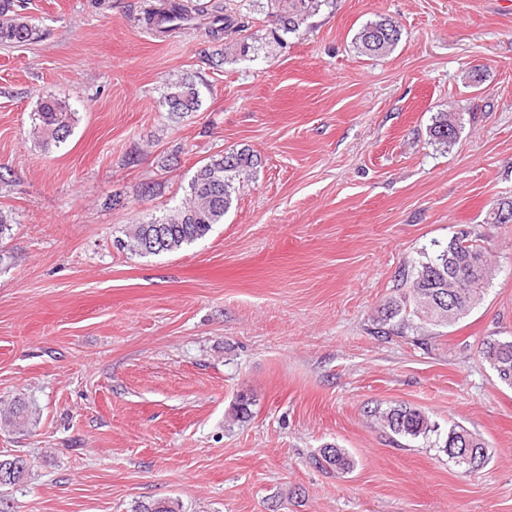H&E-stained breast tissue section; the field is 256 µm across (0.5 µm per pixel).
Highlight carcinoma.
<instances>
[{"mask_svg":"<svg viewBox=\"0 0 512 512\" xmlns=\"http://www.w3.org/2000/svg\"><path fill=\"white\" fill-rule=\"evenodd\" d=\"M329 4L330 0H266L267 14L275 23L271 30L273 42L280 44L282 35L300 33L308 20ZM22 10V0H0L1 44H23L41 38V29L22 15ZM197 11L209 19V36L215 41L229 40L235 56L247 58L259 54L257 46L245 39H236L243 25L230 0H207L198 5ZM188 18V10L179 0H166L160 7L147 11L146 20L167 33L182 28V22ZM401 36V27L396 20L379 15L361 26L354 36V45L359 54L378 58L391 53ZM202 86L204 82L188 74L166 81L162 104L168 114L176 116L198 111L202 105ZM75 115L68 99L48 89L38 92L34 109V144L44 152L60 147L72 134ZM460 130V113L438 112L428 128L429 141L449 149L456 143ZM254 166V155L247 149L211 157L192 176L184 200L171 206L161 217L136 225L121 246L139 255H158L204 238L214 225L224 223V215L233 203L236 184L250 174ZM158 236L162 237L161 247L148 249L147 243ZM490 279L486 247L471 239L469 232H460L419 265L412 281V308L405 304L388 308L382 318L380 333H402L409 327L411 317L450 326L480 302ZM398 316L401 320L391 323ZM481 353L501 382L512 387V339L489 336L482 342ZM378 419L398 436L415 439L434 431L428 417L408 406L382 411L378 413ZM464 438L477 449L478 464H485L488 459L485 443L458 425L448 431L445 451H450ZM315 463L339 470L354 466L353 459L344 449L333 446L320 449ZM26 469L27 462L18 457L0 459V477L4 478L5 485L19 482Z\"/></svg>","mask_w":512,"mask_h":512,"instance_id":"carcinoma-1","label":"carcinoma"}]
</instances>
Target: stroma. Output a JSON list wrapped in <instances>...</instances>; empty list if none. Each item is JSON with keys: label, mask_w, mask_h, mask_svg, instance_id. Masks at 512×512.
Wrapping results in <instances>:
<instances>
[{"label": "stroma", "mask_w": 512, "mask_h": 512, "mask_svg": "<svg viewBox=\"0 0 512 512\" xmlns=\"http://www.w3.org/2000/svg\"><path fill=\"white\" fill-rule=\"evenodd\" d=\"M159 0H27L43 31L0 46V457L28 463L0 512H512V388L483 360L512 336V12L499 0H334L305 32L241 0L256 60L227 58L203 25L158 37ZM378 15L402 36L356 52ZM206 84L170 121L163 82ZM69 98L65 145L34 147L36 95ZM453 110L452 150L430 144ZM247 149L258 163L223 223L179 250L119 241L180 202L198 166ZM154 196H144L146 185ZM462 230L494 272L452 326L377 333L417 267ZM248 412L236 415L240 401ZM417 408L408 440L374 409ZM23 409V425L9 422ZM480 435L484 467L444 450ZM334 445L354 459L315 464ZM367 21L354 36V48L368 58L383 57L391 53L401 40V27L396 20L378 15ZM459 112H439L432 117L428 128L430 144L450 149L455 143L462 127ZM463 438L467 439L471 443L472 448L477 449L478 462L476 466L485 464V462L488 459L486 449L487 446L485 445V443L475 434L470 432L468 429L458 425L454 426L448 431V435L444 445L445 451L448 452V456L452 458V456L450 455V448H454L455 443L457 441L462 440Z\"/></svg>", "instance_id": "35a3bbf8"}]
</instances>
